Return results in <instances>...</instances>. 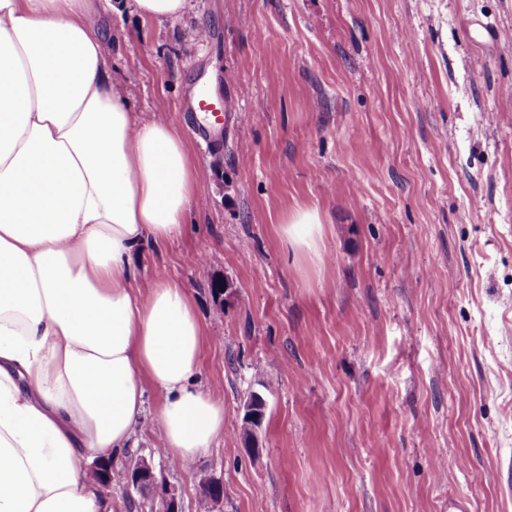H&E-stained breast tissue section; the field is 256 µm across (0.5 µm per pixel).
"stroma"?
Masks as SVG:
<instances>
[{
    "mask_svg": "<svg viewBox=\"0 0 512 512\" xmlns=\"http://www.w3.org/2000/svg\"><path fill=\"white\" fill-rule=\"evenodd\" d=\"M105 29L116 88L177 129L199 183L132 274L189 288L199 385L224 402L223 438L174 469L147 387L112 512L142 455L182 512L204 476L222 512H512V0H190ZM200 83L239 108L210 147L190 132ZM299 206L318 252L282 235Z\"/></svg>",
    "mask_w": 512,
    "mask_h": 512,
    "instance_id": "1",
    "label": "stroma"
}]
</instances>
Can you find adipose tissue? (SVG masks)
Returning a JSON list of instances; mask_svg holds the SVG:
<instances>
[{"mask_svg": "<svg viewBox=\"0 0 512 512\" xmlns=\"http://www.w3.org/2000/svg\"><path fill=\"white\" fill-rule=\"evenodd\" d=\"M112 7L0 0V512H112L90 463L128 448L146 385L173 458L224 435L187 289L131 274L134 247L182 232L196 183L169 123L112 86L95 20ZM282 232L314 250L320 216Z\"/></svg>", "mask_w": 512, "mask_h": 512, "instance_id": "obj_1", "label": "adipose tissue"}]
</instances>
